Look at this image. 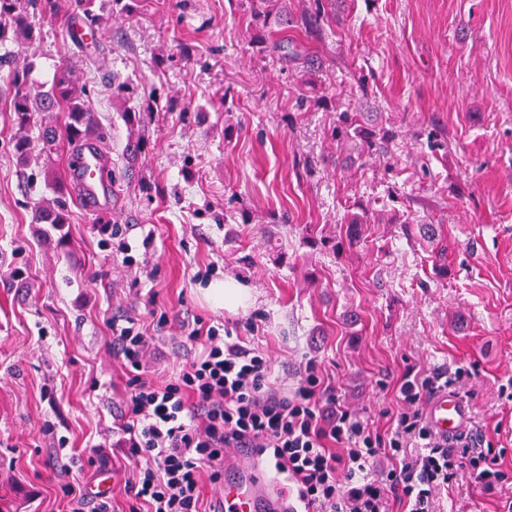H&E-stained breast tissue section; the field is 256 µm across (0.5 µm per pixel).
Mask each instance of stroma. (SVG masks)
Returning <instances> with one entry per match:
<instances>
[{
    "mask_svg": "<svg viewBox=\"0 0 512 512\" xmlns=\"http://www.w3.org/2000/svg\"><path fill=\"white\" fill-rule=\"evenodd\" d=\"M71 3L33 18L32 41L0 44L12 55L0 69V512H72L64 485L92 498L103 480L114 512H129L117 314L147 328L144 378L177 373L199 350L191 330L219 320L268 352L275 389H294L314 362L381 434L405 375L438 378L469 403L476 444L499 452L507 478L488 491L458 470L433 512H512V0H341L306 45L320 57L311 77L276 49L296 28L255 47L250 0L103 12L95 57L67 35ZM60 69L110 131L112 168L125 167L131 134L113 80L136 102L156 93L159 107L111 210L68 197L59 232L33 221L54 194L40 167L17 163L9 102L14 71L47 89ZM355 108L398 131L397 166H337L336 115ZM357 201L394 223L365 225L338 253L306 244L341 234ZM408 219L439 225L438 239L406 232ZM224 281L247 289L244 307L207 298ZM62 436L66 471L52 463Z\"/></svg>",
    "mask_w": 512,
    "mask_h": 512,
    "instance_id": "stroma-1",
    "label": "stroma"
}]
</instances>
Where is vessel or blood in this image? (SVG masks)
Returning <instances> with one entry per match:
<instances>
[{
	"mask_svg": "<svg viewBox=\"0 0 512 512\" xmlns=\"http://www.w3.org/2000/svg\"><path fill=\"white\" fill-rule=\"evenodd\" d=\"M108 154L88 140L74 147L65 179L86 210L100 212L112 206V193L106 178ZM424 422L440 442L467 436L471 417L467 403L446 386H437L427 395ZM224 512H289L278 487L269 482L256 465L252 452L236 448L224 457Z\"/></svg>",
	"mask_w": 512,
	"mask_h": 512,
	"instance_id": "1",
	"label": "vessel or blood"
}]
</instances>
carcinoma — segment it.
Listing matches in <instances>:
<instances>
[{"mask_svg": "<svg viewBox=\"0 0 512 512\" xmlns=\"http://www.w3.org/2000/svg\"><path fill=\"white\" fill-rule=\"evenodd\" d=\"M93 0H74L75 16L83 22L101 27V17L91 9ZM250 12L252 22L258 29L254 38L257 44L263 43L262 32L272 26L288 23V12L280 6V0H251ZM333 14L325 9L323 0H315V9L305 10L296 18V27L306 34H312L332 21ZM12 28L30 37L32 26L29 15L19 10L18 0H0V34ZM284 55L300 56L309 70H314L310 58L304 53L303 45L293 40L277 45ZM15 92L11 99V111L14 124L24 129L31 124L35 112H61L64 114L63 125L59 128L47 125L41 128L39 138L46 158L58 152L62 141L69 144L77 143L89 134L103 141L108 131L102 127L95 113L86 105L87 90L73 84L64 71L56 74L51 88L47 91L29 89L23 75L14 76ZM332 136L340 146V150L351 160L369 158L376 154H388L389 146L398 137V131L373 119L371 112H340ZM56 200L49 207L38 206L34 209L33 220L36 224H49L60 229L70 223L69 210L64 199V184L53 180ZM387 219L362 203L354 206L345 224L344 234L332 240L327 237L309 236L306 244L338 251L352 247L362 236L363 225L385 224Z\"/></svg>", "mask_w": 512, "mask_h": 512, "instance_id": "carcinoma-1", "label": "carcinoma"}]
</instances>
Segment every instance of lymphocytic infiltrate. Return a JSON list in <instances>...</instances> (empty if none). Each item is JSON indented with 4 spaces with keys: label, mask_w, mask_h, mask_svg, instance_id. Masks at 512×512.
I'll return each instance as SVG.
<instances>
[{
    "label": "lymphocytic infiltrate",
    "mask_w": 512,
    "mask_h": 512,
    "mask_svg": "<svg viewBox=\"0 0 512 512\" xmlns=\"http://www.w3.org/2000/svg\"><path fill=\"white\" fill-rule=\"evenodd\" d=\"M112 352L128 370L123 430L133 475L125 489L130 512H207L203 481L223 483L224 451L248 448L282 481L292 512H431L433 493L466 458L486 488L502 477L495 459L473 445H442L427 430L418 404L434 380L405 377L399 386L405 409L383 436L343 410L336 389L307 363L292 391L270 387L267 352L244 345L223 323L193 329L200 351L177 377L147 381L139 368L148 336L138 319L111 320ZM420 452L405 454L409 442ZM396 465L380 477L371 470L379 455Z\"/></svg>",
    "instance_id": "obj_1"
}]
</instances>
